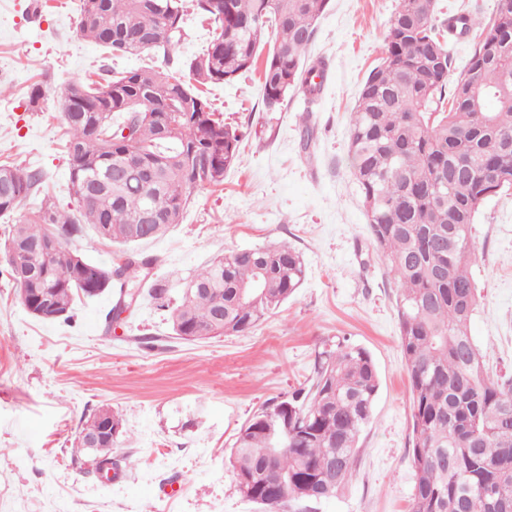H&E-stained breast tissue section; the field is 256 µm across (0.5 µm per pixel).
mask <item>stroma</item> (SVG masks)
<instances>
[{
    "label": "stroma",
    "mask_w": 512,
    "mask_h": 512,
    "mask_svg": "<svg viewBox=\"0 0 512 512\" xmlns=\"http://www.w3.org/2000/svg\"><path fill=\"white\" fill-rule=\"evenodd\" d=\"M81 0H0V162L43 171L46 192L0 217V244L51 196L63 213L77 205L62 117L69 83L147 63L183 76L179 61L200 54L207 23L189 16L171 61L117 59L81 38ZM398 0H331L316 23L309 62L325 60L324 91L313 103L289 96L279 112L262 107L261 72L203 95L226 124L243 131L224 184L196 189L180 223L136 246L155 258L156 276L182 279L225 253L285 242L299 250L306 278L274 314L248 333L185 341L151 300L114 326L116 301H76L71 322L28 313L0 265V512H261L236 490L228 463L234 438L267 403L306 384L319 352L339 338L365 348L380 377L353 475L335 497L290 502L288 512H408L415 473L411 394L400 347L398 286L368 230L351 173L350 114L383 55ZM42 85L43 97L30 91ZM314 138L302 147L303 117ZM471 267L479 305L470 334L491 378L512 376V193L486 199L474 221ZM123 423L116 455L131 467L112 483L71 456L81 425L99 409ZM184 479L173 499L155 491Z\"/></svg>",
    "instance_id": "1"
}]
</instances>
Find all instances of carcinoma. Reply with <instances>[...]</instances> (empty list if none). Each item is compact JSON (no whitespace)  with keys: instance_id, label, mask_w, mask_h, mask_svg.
Segmentation results:
<instances>
[{"instance_id":"1","label":"carcinoma","mask_w":512,"mask_h":512,"mask_svg":"<svg viewBox=\"0 0 512 512\" xmlns=\"http://www.w3.org/2000/svg\"><path fill=\"white\" fill-rule=\"evenodd\" d=\"M329 0H81L77 33L114 57L144 52L171 60L186 35L188 11L210 21V41L185 61L197 85L230 83L256 67L265 30L272 52L262 63L264 108L279 112L288 95L312 101L325 63L306 50ZM469 14L437 19V0H399L384 56L357 94L351 116V168L369 233L397 282L400 345L411 392L415 484L410 512H512V379H490L470 334L478 306L471 273L473 220L491 196L512 189V0H497L471 42L464 72L448 88L451 46L470 35ZM197 85L134 68L102 82L76 80L83 102L63 104L70 192L78 216L48 200L11 226L4 252L12 281L49 288L67 322L75 301L105 292L131 301L142 290L170 310L187 341L243 334L302 285L301 253L282 242L231 251L183 285L171 303L155 259L127 254L102 266L69 248L89 224L119 247L163 234L180 221L188 193L224 184L242 134L214 117ZM136 120L137 136L115 134L114 116ZM40 171L0 164V217L44 190ZM57 246L46 253L45 239ZM380 386L370 353L347 339L321 353L307 384L254 413L240 428L229 462L237 492L267 512L291 500L335 497L352 476L360 432ZM288 426V446L271 447ZM75 462L121 468L114 442L95 449L78 438Z\"/></svg>"}]
</instances>
